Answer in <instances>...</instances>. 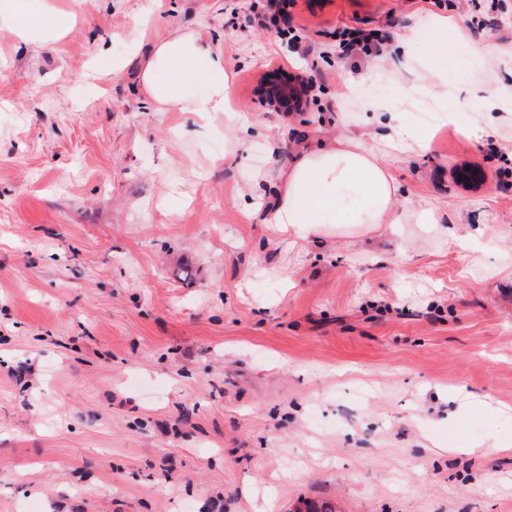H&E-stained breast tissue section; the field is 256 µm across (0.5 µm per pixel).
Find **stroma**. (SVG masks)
Wrapping results in <instances>:
<instances>
[{"label":"stroma","instance_id":"35a3bbf8","mask_svg":"<svg viewBox=\"0 0 512 512\" xmlns=\"http://www.w3.org/2000/svg\"><path fill=\"white\" fill-rule=\"evenodd\" d=\"M458 2L489 71L438 0H29L72 14L59 40L0 28V512H512V114L402 100L421 148L367 109L420 74L512 93V0ZM346 27L389 48L413 27L432 55L387 76ZM179 32L231 65L225 111L147 103L142 65ZM285 61L315 78L304 111L258 103ZM348 133L388 154L405 222L266 224L296 151ZM455 40L463 43L461 46L463 54L467 58L466 64L473 69L483 68L486 62L499 51V48L495 44L489 42L472 44L467 42L460 34L455 37Z\"/></svg>","mask_w":512,"mask_h":512}]
</instances>
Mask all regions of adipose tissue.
I'll use <instances>...</instances> for the list:
<instances>
[{"mask_svg": "<svg viewBox=\"0 0 512 512\" xmlns=\"http://www.w3.org/2000/svg\"><path fill=\"white\" fill-rule=\"evenodd\" d=\"M62 24V19L28 11L23 0H0V27H10L20 36H49ZM141 79L148 98L168 111H223L231 89L223 54L192 33H179L158 43L143 65ZM199 83L206 86L205 95L195 94ZM434 93L443 102L439 113L443 122L455 120L461 111H512V102L495 93L463 104L449 100L447 87H437ZM279 183L268 221L300 238L402 220L395 207L398 183L389 164L352 135L322 140L301 150L281 171Z\"/></svg>", "mask_w": 512, "mask_h": 512, "instance_id": "obj_1", "label": "adipose tissue"}]
</instances>
